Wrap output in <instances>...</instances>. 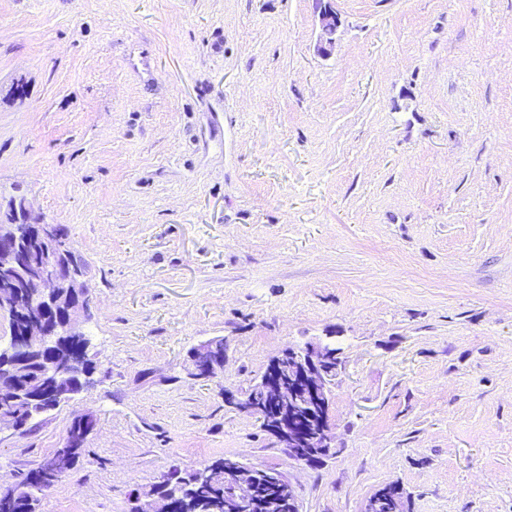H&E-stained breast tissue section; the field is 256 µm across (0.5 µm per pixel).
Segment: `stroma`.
Wrapping results in <instances>:
<instances>
[{
    "label": "stroma",
    "instance_id": "35a3bbf8",
    "mask_svg": "<svg viewBox=\"0 0 512 512\" xmlns=\"http://www.w3.org/2000/svg\"><path fill=\"white\" fill-rule=\"evenodd\" d=\"M0 0V205L87 266L96 370L0 432V490L95 427L39 512H129L172 467L282 472L300 512H512V0ZM224 342V367L189 355ZM342 364L334 452L224 401ZM339 22L338 14L330 7L327 8L325 6L324 9L320 11V23L325 35V39H323L318 46V52L321 54H328L332 49L334 42L331 36L335 33ZM295 416L296 415L290 416L289 420L286 419L276 423L279 427L275 429L277 433L288 438L292 446H299L291 447L288 445L287 447L284 442H281L280 445L284 448L287 454L289 453L288 456L293 460L308 464L306 462L308 457L316 460L327 455L330 448H332L329 424L322 422L318 428L312 427L311 429L300 431L293 424ZM402 490L395 485H390L377 491L369 500L367 506L371 507V511L367 512H404L408 508V500Z\"/></svg>",
    "mask_w": 512,
    "mask_h": 512
}]
</instances>
